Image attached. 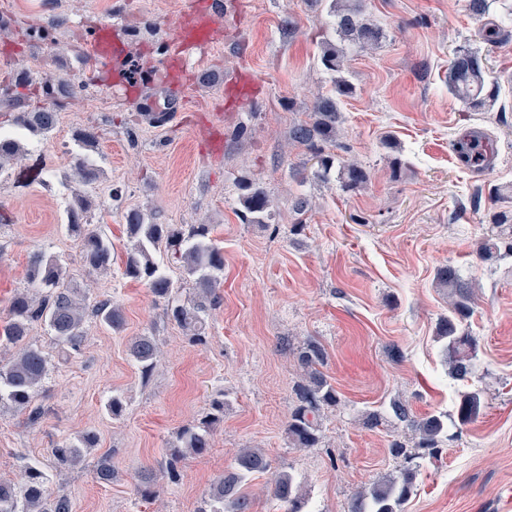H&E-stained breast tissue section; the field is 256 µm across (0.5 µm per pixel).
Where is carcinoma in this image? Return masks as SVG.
Instances as JSON below:
<instances>
[{
    "label": "carcinoma",
    "mask_w": 512,
    "mask_h": 512,
    "mask_svg": "<svg viewBox=\"0 0 512 512\" xmlns=\"http://www.w3.org/2000/svg\"><path fill=\"white\" fill-rule=\"evenodd\" d=\"M464 6L469 15L480 19L489 13L491 0H464ZM332 12L336 17V34L342 40L350 39L364 47L378 43L383 37L380 26L363 19L362 7L358 3L340 5L334 2ZM343 54V47L328 43L323 48L321 63L326 69L337 71ZM29 85L22 74L11 79L0 89V108L12 110L11 122L16 128L35 136H46L56 127L58 114L48 109H23L22 90ZM448 89L474 110L494 105L498 97L497 85L486 87L482 56L470 49L455 52L448 68ZM311 108L313 121L294 123L290 138L319 157L318 168L312 176L323 180L333 167L335 156L324 153L321 144L336 140L341 112L336 96L332 95L314 97ZM24 152L25 146L20 139L0 136V171L6 163L18 159ZM73 166L79 181L85 185L100 178V169L87 156H75ZM343 169L345 186L349 189L361 186L370 178V173L354 162L343 166ZM241 191L243 222L266 223L271 217L267 192L252 183L242 185ZM91 207L89 196L83 192L75 194L67 209L66 227L77 242L83 265L104 271L112 264V242L87 223ZM125 219L129 245L123 275L146 285L155 297L167 302L166 318L189 333L195 341L202 342L205 317L219 303L218 288L224 270V254L211 236L210 225L194 224L186 229L181 224H158L146 220L138 209L127 211ZM492 224L499 229L498 239L504 241L506 249L512 253V205L498 206L492 214ZM162 253L181 263L192 281L193 296L184 303L176 301L180 285L168 276L164 264L157 258ZM69 279V269L57 256L41 252L34 254L27 269L28 289L14 295L12 318L0 331V336L7 343L18 347L12 359L0 366V404L18 412H27L33 420L36 419L33 402L49 374L51 358L42 348L27 342L32 325L38 322L46 324L63 356L77 350L84 339L86 308L80 299V289L66 285ZM436 282L439 287L448 289L451 309V314L438 323L437 336L446 342L450 374L464 380L473 370L478 348L475 337L458 332V322L472 311V285L451 265L437 270ZM94 314L101 324L114 332L120 331L125 324L122 308L115 303L98 305ZM129 351L142 375L148 376L159 354L156 336L144 333L134 337ZM325 357L322 345L312 339L299 353L298 364L304 382L297 386V403L288 416L286 428L288 442L293 448H314L321 442V410L338 402L335 387L320 370ZM227 406L224 398L213 399L201 418L176 433L169 449V474H175L178 463L188 454L210 447L213 431L224 422ZM483 408L481 391L464 393L456 410L458 424L466 426L476 422L483 414ZM391 409L394 416L407 423L418 436L413 453L403 443L392 442L394 456L412 461L420 450L426 451L430 457L441 454L446 430L443 415L417 418L410 414L408 406L400 399L391 402ZM96 444V434L85 432L74 439L62 441L52 449V453L59 465L75 467L85 460L88 450ZM270 466L263 449H240L233 469L214 482L198 512H249L250 501L243 493V486L250 476L264 473ZM416 478L417 468L410 465L395 475L383 477L368 492L353 499L350 512H401V506L413 494ZM47 481L45 472L34 464L29 465L16 482L0 479V512H72L66 496L47 497ZM271 492L282 503L284 512H303L304 497L291 474L279 473Z\"/></svg>",
    "instance_id": "cac0c4a2"
}]
</instances>
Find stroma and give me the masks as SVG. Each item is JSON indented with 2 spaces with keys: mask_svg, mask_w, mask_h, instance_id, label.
Returning <instances> with one entry per match:
<instances>
[{
  "mask_svg": "<svg viewBox=\"0 0 512 512\" xmlns=\"http://www.w3.org/2000/svg\"><path fill=\"white\" fill-rule=\"evenodd\" d=\"M195 2L131 0L125 65L142 98L167 100L158 73L178 18ZM329 4L222 0L207 54L190 59L187 111L157 126L113 90L110 76L87 80L95 37L114 22L112 0H0V82L22 70L37 86L53 74L67 79L56 98L30 95V108L56 110L58 124L47 137L24 136V155L0 174V325L38 251L69 267L88 310L80 348L53 362L36 398L40 419L0 405V478L20 479L36 462L49 494L67 496L72 512H196L239 449L261 448L271 468L252 478L251 512H282L270 490L282 471L299 483L306 512H348L358 492L401 467L391 441L415 442L390 410L399 398L414 416L440 413L448 424L440 461L420 459L403 512H504L512 496V253L489 264L478 249L491 233L494 188L512 186V0H495L480 21L464 0H365V15L385 36L368 50L348 48L337 73L320 61L324 42L336 38ZM491 29L497 38L485 41ZM463 45L485 57L500 85L488 110L472 111L448 90V67ZM240 73L251 78L247 104L232 83ZM340 78L354 92L339 102L332 151L370 173L349 192L336 170L326 181L298 177L309 153L289 138L314 94H333ZM216 114L217 152L203 134ZM88 127L99 135L103 170L88 220L112 242L104 272L84 267L63 222L79 186L74 137ZM472 134L494 147L479 174L455 150ZM247 180L268 192L269 224L243 223L237 185ZM300 197L308 207L298 214ZM132 208L162 224L212 225L224 273L203 342L167 321L163 301L145 285L123 276ZM448 264L475 286L461 328L478 338L479 351L465 381L449 375L436 337L448 293L434 276ZM105 301L122 307L123 331L99 325L94 309ZM149 332L162 356L145 377L129 343ZM310 339L325 349L322 371L339 403L325 410L317 447L292 448L286 425L302 381L297 355ZM474 388L484 393V413L458 425L460 397ZM115 392L126 402L118 419L106 409ZM220 393L229 405L210 448L183 460L178 478L161 479L158 496L142 501L141 472L164 466L176 431ZM368 410L383 414L381 426H362ZM89 430L96 447L81 465L60 468L56 444ZM102 457L117 472L109 485L96 479Z\"/></svg>",
  "mask_w": 512,
  "mask_h": 512,
  "instance_id": "obj_1",
  "label": "stroma"
}]
</instances>
